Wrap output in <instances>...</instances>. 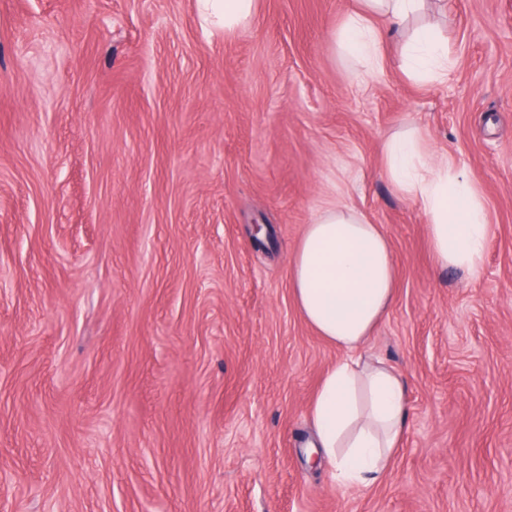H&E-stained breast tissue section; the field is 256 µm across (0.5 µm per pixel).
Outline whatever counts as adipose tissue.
I'll use <instances>...</instances> for the list:
<instances>
[{"mask_svg":"<svg viewBox=\"0 0 512 512\" xmlns=\"http://www.w3.org/2000/svg\"><path fill=\"white\" fill-rule=\"evenodd\" d=\"M337 34L340 48L360 66L366 83L384 71L385 23L412 28L402 49V68L412 77L439 81L448 75V48L429 22L430 0H358ZM256 0H198L204 21L232 34L255 15ZM396 191L414 200L427 218L430 250L442 268L479 275L488 238L483 199L467 176L437 158L417 129L383 143ZM290 293L304 320L328 343L348 353L331 368L310 407L320 453L337 481L359 486L377 481L399 445L407 399L398 374L359 350L388 314L396 266L389 238L351 204L336 203L305 226L289 267Z\"/></svg>","mask_w":512,"mask_h":512,"instance_id":"obj_1","label":"adipose tissue"}]
</instances>
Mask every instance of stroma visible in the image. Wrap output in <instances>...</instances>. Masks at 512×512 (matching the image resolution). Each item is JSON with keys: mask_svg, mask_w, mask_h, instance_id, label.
<instances>
[{"mask_svg": "<svg viewBox=\"0 0 512 512\" xmlns=\"http://www.w3.org/2000/svg\"><path fill=\"white\" fill-rule=\"evenodd\" d=\"M354 0H0V512H512V0H446L442 82L334 40ZM418 128L490 223L435 265L381 152ZM346 199L391 240L364 353L400 376L388 471L344 487L307 443L345 354L289 260ZM256 0H198L201 17L224 29V35L245 28L255 15Z\"/></svg>", "mask_w": 512, "mask_h": 512, "instance_id": "stroma-1", "label": "stroma"}]
</instances>
